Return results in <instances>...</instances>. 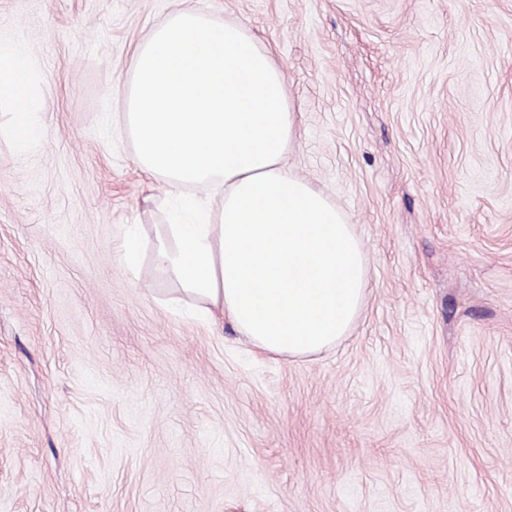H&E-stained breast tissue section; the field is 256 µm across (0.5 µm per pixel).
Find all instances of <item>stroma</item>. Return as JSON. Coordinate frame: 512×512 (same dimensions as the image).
I'll use <instances>...</instances> for the list:
<instances>
[{
  "mask_svg": "<svg viewBox=\"0 0 512 512\" xmlns=\"http://www.w3.org/2000/svg\"><path fill=\"white\" fill-rule=\"evenodd\" d=\"M182 7L271 51L285 162L362 242L318 353L191 318L154 266L201 194L117 114ZM1 49L41 108L27 154L0 140V512H512V0H0Z\"/></svg>",
  "mask_w": 512,
  "mask_h": 512,
  "instance_id": "35a3bbf8",
  "label": "stroma"
}]
</instances>
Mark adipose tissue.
<instances>
[{
    "instance_id": "ef3b65f1",
    "label": "adipose tissue",
    "mask_w": 512,
    "mask_h": 512,
    "mask_svg": "<svg viewBox=\"0 0 512 512\" xmlns=\"http://www.w3.org/2000/svg\"><path fill=\"white\" fill-rule=\"evenodd\" d=\"M34 66L0 52V140L25 152L37 121ZM121 115L137 163L170 192L221 194L157 229L156 263L199 316L228 321L260 351L316 353L353 324L367 260L346 215L284 162L295 116L269 49L239 23L174 11L134 54Z\"/></svg>"
}]
</instances>
